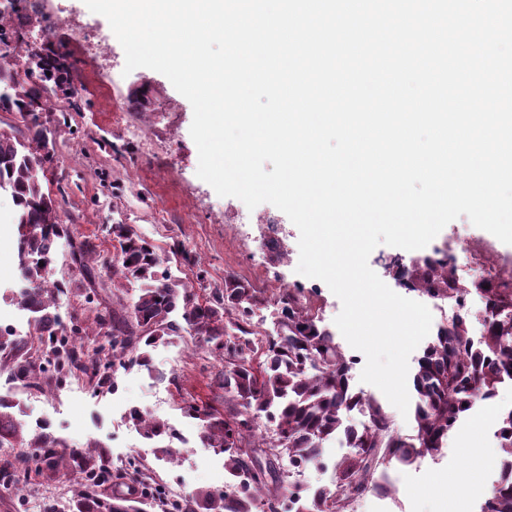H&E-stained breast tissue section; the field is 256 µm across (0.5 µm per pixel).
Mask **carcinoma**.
I'll use <instances>...</instances> for the list:
<instances>
[{
  "label": "carcinoma",
  "mask_w": 512,
  "mask_h": 512,
  "mask_svg": "<svg viewBox=\"0 0 512 512\" xmlns=\"http://www.w3.org/2000/svg\"><path fill=\"white\" fill-rule=\"evenodd\" d=\"M37 67L43 78L62 79L67 67L63 57L46 54ZM10 71L0 70V112H19L26 101L37 103L30 114L29 137L0 135V193L9 194L17 211V251L22 276L32 291L16 298L33 314L26 338L0 334L10 344L8 371L23 385L46 393L83 374L92 393L115 387L121 369L149 363L147 348L182 342L190 336L202 351L224 361V395L236 407L221 414L207 405L189 403L186 413L200 421L203 446L224 453V470L240 479L233 491L200 490L195 493L197 512H258L260 504L278 505L270 512H332L342 491L359 495L371 482L379 459L395 455L407 465L423 453L437 454L448 432L479 398L490 399L498 387L512 381V286L482 282L497 312L490 315L479 340L470 335L469 321L460 315L451 328H442L417 362L414 376L415 430L411 439L391 430L385 410L373 400L351 390L352 359L336 337L319 326L309 301L290 292L281 301L276 329L265 334L262 346L253 340V317L263 303L257 290L232 275L209 299L199 297L187 283L161 268L153 244L129 224L112 225L119 248L112 258L96 254L87 241L73 243V234L58 220L55 201L43 191L40 173L48 156L38 146L53 143V134L39 122L44 110L41 85L19 92L10 87ZM72 244L68 252L71 273L53 278L60 241ZM409 287L429 297L452 295L448 269L414 262L407 270ZM138 285L133 310L119 309L90 298L97 288ZM92 312V321L63 322L58 297L70 289ZM105 335L103 343L89 347L91 336ZM359 405L371 425L353 429L344 424V413ZM12 400L0 398V448L18 440L35 454L22 456L23 482L34 470L42 483L51 485L77 470L84 482L73 490L68 512H149L148 498L106 496L96 491L107 480L104 456L95 449L75 453L60 450L51 434L30 435L16 421ZM274 427L270 440L259 436L258 419ZM133 424L154 438L167 436L168 428L146 414L130 415ZM500 447L512 462V411L501 415ZM341 433L351 451L336 463L334 487L308 499L285 484L280 461L288 457L300 466L321 465L322 445ZM482 512H512V473L496 486Z\"/></svg>",
  "instance_id": "cac0c4a2"
}]
</instances>
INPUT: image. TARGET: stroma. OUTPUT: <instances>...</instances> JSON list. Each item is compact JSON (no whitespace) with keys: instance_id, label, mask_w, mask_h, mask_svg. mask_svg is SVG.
Instances as JSON below:
<instances>
[{"instance_id":"stroma-1","label":"stroma","mask_w":512,"mask_h":512,"mask_svg":"<svg viewBox=\"0 0 512 512\" xmlns=\"http://www.w3.org/2000/svg\"><path fill=\"white\" fill-rule=\"evenodd\" d=\"M47 10L66 16V24L45 32L39 15L28 0H14L5 22L6 38L0 54L15 51L18 37L42 41L64 54L68 71L63 83H49L45 109L39 114L44 127L54 133V158L41 182L56 202L62 223L75 237L90 240L98 253L115 252L109 229L115 224L131 225L157 249L163 266L173 275L189 278L199 298H208L224 283L228 273L250 280L262 273L267 262V245L250 224H229L225 210L238 200L221 197L197 175L199 156L190 135L193 110L161 73L138 68L127 74L118 88H111L109 75L125 65L124 50L107 19L92 13L84 0H46ZM92 42H85V35ZM138 127L142 137L129 136ZM152 155L143 166V155ZM16 213L7 195H0V308L14 309L9 297L19 274L14 241ZM190 250L196 266H188L182 250ZM204 269V280H193L195 269ZM175 346L152 350L149 368L137 366L119 371L117 394L90 391L65 396L62 402L34 397L31 391L6 387L0 380V396L16 400L12 413L34 429L36 421L49 423L53 435L66 447L102 451L110 465L114 485L129 481L127 469L116 466L121 446L135 445V436L112 439L121 413L136 407L176 425L189 438L175 457L164 456L158 443L137 457L145 486L168 485L175 476L185 478L184 506L202 488H220L230 483L224 456L217 449L198 443L199 423L183 414V401L193 400L216 410L224 408L220 376L222 362L205 358L183 364L175 357ZM512 406V385L502 384L496 397L483 404L484 414H468L466 433L475 434L473 456L487 460L481 471V491L472 495L470 512H479L497 479L504 453L492 431L502 407ZM459 437L449 434L435 456L403 466L400 479L386 490L373 491L358 512H454L450 492L432 488L433 479L459 468L456 450Z\"/></svg>"}]
</instances>
